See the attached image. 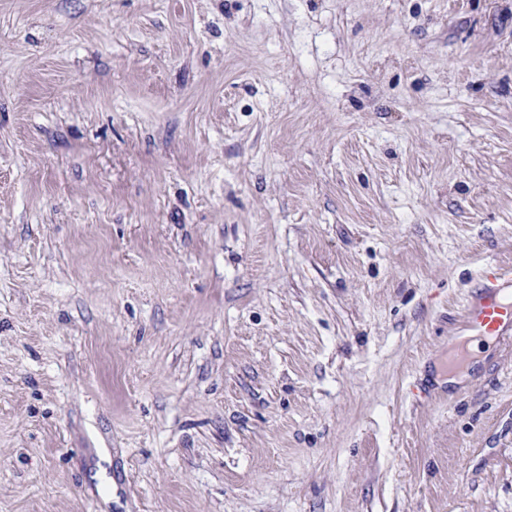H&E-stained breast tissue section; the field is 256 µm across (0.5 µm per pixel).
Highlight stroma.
<instances>
[{
  "label": "stroma",
  "instance_id": "obj_1",
  "mask_svg": "<svg viewBox=\"0 0 512 512\" xmlns=\"http://www.w3.org/2000/svg\"><path fill=\"white\" fill-rule=\"evenodd\" d=\"M496 265L512 0H0V512H512ZM488 290L479 303L467 305L466 323L473 336H482L486 343L492 342V336H501L503 341L512 340V304L503 303L499 296L502 292L512 291V268L498 267L487 279ZM489 335V336H488Z\"/></svg>",
  "mask_w": 512,
  "mask_h": 512
}]
</instances>
